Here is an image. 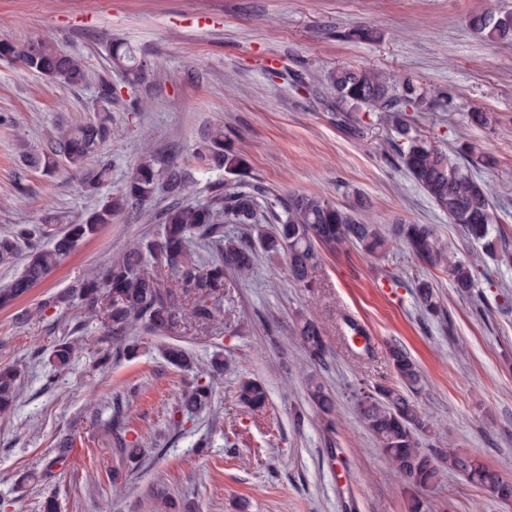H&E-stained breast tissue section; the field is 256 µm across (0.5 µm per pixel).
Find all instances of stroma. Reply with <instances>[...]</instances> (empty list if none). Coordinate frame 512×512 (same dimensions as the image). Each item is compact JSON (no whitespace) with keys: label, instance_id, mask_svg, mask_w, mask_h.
Instances as JSON below:
<instances>
[{"label":"stroma","instance_id":"1","mask_svg":"<svg viewBox=\"0 0 512 512\" xmlns=\"http://www.w3.org/2000/svg\"><path fill=\"white\" fill-rule=\"evenodd\" d=\"M512 0H0V32L18 41L50 35L82 56L90 79L75 87L21 72L0 60V235L48 213L77 221L102 197L118 193L143 150L194 175L204 198L215 173L194 150L212 128L249 159L246 183L269 201L318 193L392 229L433 225L458 257L478 260L471 295L456 293L447 272L405 248L386 260L354 246L323 256L318 286L288 280L286 256L258 254L252 276L229 277L218 323L184 321L165 335L136 328L134 359L97 361L112 347L104 314L43 309L49 297L100 269L157 225L116 215L79 243L12 307L0 310V366L26 374L15 409L0 414V512H40L56 497L60 512H406L401 483L356 417L350 386L390 382L389 344L402 345L425 375L414 400L432 419L427 448L472 456L512 479V264L481 257L457 225L410 179L375 112L360 108L357 133L336 123L324 74L347 63L419 80L429 105L409 110L417 130L443 153L460 139L478 142L496 165L480 177L493 190L512 249V44L475 35L469 14ZM362 26L375 37L354 42ZM124 39L146 65L139 76L110 69L104 45ZM111 70L116 97L111 136L97 159L111 180L87 193L66 166L47 175L25 165L57 127L96 117L94 79ZM494 116L472 126L468 112ZM432 280L442 314L420 310L417 279ZM372 340L357 358L344 318ZM323 331L327 356L309 360L298 337L305 319ZM76 346L59 374L48 355L58 341ZM184 347L197 370L168 365L159 349ZM223 354L224 373L208 378ZM317 374L336 398L326 428L303 399ZM265 383L266 409L239 405L241 378ZM212 381L208 408L182 414L178 394ZM121 413L128 448H116L110 422ZM426 512H512L461 474L446 471L425 496Z\"/></svg>","mask_w":512,"mask_h":512}]
</instances>
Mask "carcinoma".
<instances>
[{"instance_id": "1", "label": "carcinoma", "mask_w": 512, "mask_h": 512, "mask_svg": "<svg viewBox=\"0 0 512 512\" xmlns=\"http://www.w3.org/2000/svg\"><path fill=\"white\" fill-rule=\"evenodd\" d=\"M469 26L487 41H512V10L474 13L469 17ZM106 53L111 64L121 70L135 73L143 68L124 42H110ZM0 60L18 65L26 73L41 74L61 86H76L86 79L84 59L62 50L48 37L19 43L1 34ZM324 79L336 93L334 105L339 124L352 127L348 109L353 107L366 106L377 112L380 122L393 135L392 146L400 163L435 206L448 215L449 222L458 225L464 237L479 245L489 258L496 260L508 255L498 227L502 217L492 191L468 172L470 167L492 166L494 158L477 143L464 138L456 147L461 159L458 163L418 135L406 112L423 106L426 92L414 78L397 81L383 69L339 65L326 73ZM113 97L112 79L99 78L98 117L60 130L43 147L25 157L26 165L52 173L64 162L87 192L97 193L110 180V166L101 163L90 167L87 162L110 137ZM194 157L205 168L228 176L226 181L210 183L207 196L201 201L185 202L192 181L184 168L162 162L147 149L119 193L103 199L78 221L62 225L58 216L48 214L38 224L18 225L11 233L1 235V263L18 256L23 245L28 251L18 275L0 287V308L26 296L80 242L112 223L114 215H148L160 187L171 202L159 214L156 237L132 243L90 277L44 302L46 307L78 303L90 313H109L114 351L99 359L102 366L114 354L129 358L136 355L140 343L127 341V335L140 323L151 332L161 333L175 329L187 318L199 325L217 321L221 315L218 299L224 294L227 274L248 277L259 250L287 256L289 280L300 288L316 284L321 251L345 244L377 259L386 258L394 247L401 245L425 265L448 272L458 294L469 295L477 287L476 271L445 248L431 224L401 223L391 238L381 225L366 221L353 209L339 207L317 193L293 192L277 208L262 206L259 192L242 185V176L249 166L246 155L224 145L221 127L203 138ZM226 224H242L245 231L236 236L226 235ZM194 236L214 247L215 255L209 261L201 263L195 259L190 248ZM152 265L167 269L171 282L149 272ZM177 290L191 298L189 306L175 303ZM414 293L426 313H442L440 297L432 282L416 281ZM299 335L309 359L318 364L324 362L326 343L319 325L306 320ZM73 355L74 345L62 341L51 350L49 361L55 369L63 371L71 365ZM162 355L180 370L192 368L190 355L178 345L166 346ZM387 356L397 382L358 388L354 392V407L401 480L408 494V512H422L420 494L438 484L444 464L452 469L464 466L463 475L469 482L503 501H512V481L495 468L475 459L422 447V436L429 431L431 420L412 398L423 381L421 367L396 344L388 347ZM20 376L17 365L0 367V412L13 406ZM210 396V384L196 383L180 394L178 408L188 414L197 413ZM305 397L322 415L326 426H334L335 397L314 374L306 380ZM236 398L251 411H260L269 403L266 385L253 378L238 383Z\"/></svg>"}]
</instances>
